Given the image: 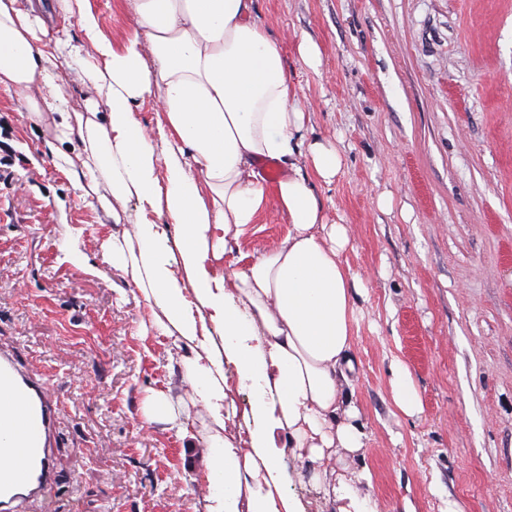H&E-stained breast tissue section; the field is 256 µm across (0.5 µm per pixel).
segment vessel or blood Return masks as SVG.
I'll return each instance as SVG.
<instances>
[{"mask_svg": "<svg viewBox=\"0 0 512 512\" xmlns=\"http://www.w3.org/2000/svg\"><path fill=\"white\" fill-rule=\"evenodd\" d=\"M55 400L40 374L28 372L13 356L0 354V444L13 448L0 466V512L44 495L54 482L50 437Z\"/></svg>", "mask_w": 512, "mask_h": 512, "instance_id": "obj_1", "label": "vessel or blood"}]
</instances>
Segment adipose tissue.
<instances>
[{
  "label": "adipose tissue",
  "instance_id": "adipose-tissue-1",
  "mask_svg": "<svg viewBox=\"0 0 512 512\" xmlns=\"http://www.w3.org/2000/svg\"><path fill=\"white\" fill-rule=\"evenodd\" d=\"M125 2L135 28L115 43L90 0H0V91L31 124L52 114L55 169L100 223L123 225L110 242L113 267L151 309V328L191 350L182 377L209 421L207 512H304L287 492L286 453L333 512H377L327 465L365 439L342 393L355 369L349 239L344 225L327 223L315 192L338 174L339 152L304 145L295 87L252 0ZM49 16L76 25L80 39L51 35ZM67 59L95 92L80 110L64 91ZM148 100L161 112L152 131L134 114ZM266 159L288 170L276 183L288 233L246 265L225 264L230 242L265 208ZM229 362L261 388L244 448L225 432L236 414ZM278 433L287 449L277 448Z\"/></svg>",
  "mask_w": 512,
  "mask_h": 512
}]
</instances>
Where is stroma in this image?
Masks as SVG:
<instances>
[{"label":"stroma","instance_id":"obj_1","mask_svg":"<svg viewBox=\"0 0 512 512\" xmlns=\"http://www.w3.org/2000/svg\"><path fill=\"white\" fill-rule=\"evenodd\" d=\"M304 112V143L342 166L316 194L357 275L351 390L367 434L337 473L368 472L378 512H512V0H254ZM319 54L309 69L300 43ZM0 92V349L55 394L47 499L13 512H204L208 420L189 349L148 309L99 223ZM288 231L275 198L234 257ZM404 365L422 409L395 405ZM164 393L188 438L145 414Z\"/></svg>","mask_w":512,"mask_h":512}]
</instances>
